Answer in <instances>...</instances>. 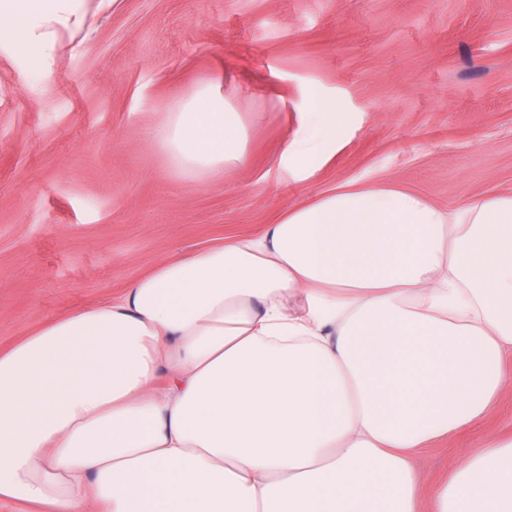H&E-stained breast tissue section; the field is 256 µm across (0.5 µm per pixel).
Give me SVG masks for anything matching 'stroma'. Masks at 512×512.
Wrapping results in <instances>:
<instances>
[{
  "label": "stroma",
  "mask_w": 512,
  "mask_h": 512,
  "mask_svg": "<svg viewBox=\"0 0 512 512\" xmlns=\"http://www.w3.org/2000/svg\"><path fill=\"white\" fill-rule=\"evenodd\" d=\"M212 79L249 144L237 169L199 180L152 137ZM313 90L345 120L303 179L276 160ZM346 183L446 208L512 193V0H121L50 62L0 48V350ZM511 437L512 389L417 457L425 487Z\"/></svg>",
  "instance_id": "stroma-1"
}]
</instances>
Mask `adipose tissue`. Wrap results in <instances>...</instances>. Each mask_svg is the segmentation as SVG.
Returning a JSON list of instances; mask_svg holds the SVG:
<instances>
[{"label":"adipose tissue","instance_id":"ef3b65f1","mask_svg":"<svg viewBox=\"0 0 512 512\" xmlns=\"http://www.w3.org/2000/svg\"><path fill=\"white\" fill-rule=\"evenodd\" d=\"M118 0H0L53 57ZM343 109L311 94L279 163L313 174ZM220 82L161 118L183 175L241 164ZM512 356V194L444 208L342 185L156 267L0 353V499L48 512H512V439L425 488L413 460L488 416Z\"/></svg>","mask_w":512,"mask_h":512}]
</instances>
